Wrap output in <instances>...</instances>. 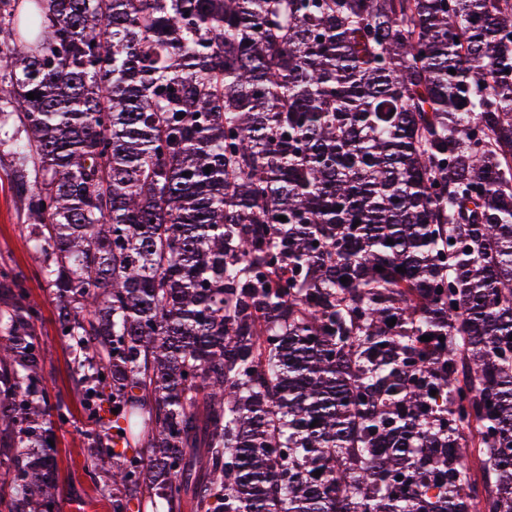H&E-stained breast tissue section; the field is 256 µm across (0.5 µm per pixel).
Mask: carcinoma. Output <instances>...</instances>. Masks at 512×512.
<instances>
[{
    "label": "carcinoma",
    "instance_id": "cac0c4a2",
    "mask_svg": "<svg viewBox=\"0 0 512 512\" xmlns=\"http://www.w3.org/2000/svg\"><path fill=\"white\" fill-rule=\"evenodd\" d=\"M8 121L112 512H512V0H0ZM26 282L0 512H57Z\"/></svg>",
    "mask_w": 512,
    "mask_h": 512
}]
</instances>
